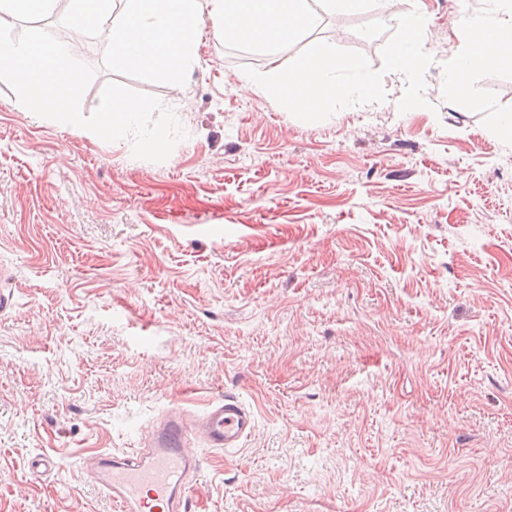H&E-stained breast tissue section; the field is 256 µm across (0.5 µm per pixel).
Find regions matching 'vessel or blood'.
<instances>
[{"label": "vessel or blood", "mask_w": 512, "mask_h": 512, "mask_svg": "<svg viewBox=\"0 0 512 512\" xmlns=\"http://www.w3.org/2000/svg\"><path fill=\"white\" fill-rule=\"evenodd\" d=\"M254 427L253 411L233 396L212 403L198 425L209 447L219 449L240 447ZM186 436L182 415L174 412L147 450L123 457L98 454V487L116 512H142L149 497L169 512H184L190 475L197 469L186 448Z\"/></svg>", "instance_id": "b4317fda"}]
</instances>
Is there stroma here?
<instances>
[{"label":"stroma","instance_id":"stroma-1","mask_svg":"<svg viewBox=\"0 0 512 512\" xmlns=\"http://www.w3.org/2000/svg\"><path fill=\"white\" fill-rule=\"evenodd\" d=\"M420 8L428 107L298 120L242 91L310 44L381 68ZM481 0L322 13L267 50L203 15L180 83L70 32L95 76L156 96L187 137L161 163L18 111L0 82V512H114L82 462L124 454L170 408L233 396L241 447L200 460L187 512H512V70L448 85L453 28ZM55 458L48 473L32 469Z\"/></svg>","mask_w":512,"mask_h":512}]
</instances>
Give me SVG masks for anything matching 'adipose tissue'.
I'll return each instance as SVG.
<instances>
[{"mask_svg":"<svg viewBox=\"0 0 512 512\" xmlns=\"http://www.w3.org/2000/svg\"><path fill=\"white\" fill-rule=\"evenodd\" d=\"M224 39L273 48L313 27L323 12L381 8L385 0H212ZM73 27L107 30L112 57L123 67L162 71L179 82L195 63L202 23L200 0H71ZM455 53L448 81L460 95L470 92L469 75L512 57V13L494 6L454 30ZM493 42L485 50L484 42Z\"/></svg>","mask_w":512,"mask_h":512,"instance_id":"ef3b65f1","label":"adipose tissue"}]
</instances>
